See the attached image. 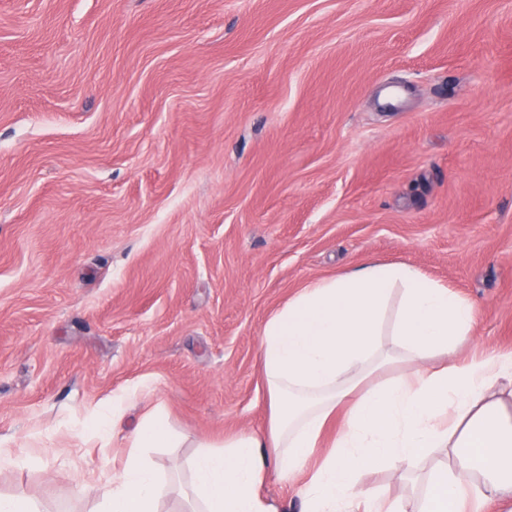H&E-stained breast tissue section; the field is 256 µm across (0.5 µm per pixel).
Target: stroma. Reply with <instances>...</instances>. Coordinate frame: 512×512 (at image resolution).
Here are the masks:
<instances>
[{
  "label": "stroma",
  "instance_id": "35a3bbf8",
  "mask_svg": "<svg viewBox=\"0 0 512 512\" xmlns=\"http://www.w3.org/2000/svg\"><path fill=\"white\" fill-rule=\"evenodd\" d=\"M406 262L512 351V0H0V493L96 512L148 377L178 437L267 429L259 333L306 284ZM151 383V379L144 378L139 386L113 393L112 399L90 407L84 429L78 431V436L83 439L86 436L106 446L114 432L123 425L128 407L144 396Z\"/></svg>",
  "mask_w": 512,
  "mask_h": 512
}]
</instances>
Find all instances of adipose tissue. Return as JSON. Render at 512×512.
Wrapping results in <instances>:
<instances>
[{"mask_svg": "<svg viewBox=\"0 0 512 512\" xmlns=\"http://www.w3.org/2000/svg\"><path fill=\"white\" fill-rule=\"evenodd\" d=\"M476 321L471 302L406 263L371 262L303 287L263 324L260 351L270 399L266 430L203 444L189 461L186 495L198 512H280L258 489L294 483L298 512H467L512 503V353L459 356ZM151 385L87 411L81 436L108 444ZM342 428L323 433L337 410ZM175 445L163 406L128 429L127 462L99 512H159L169 484L141 456ZM414 502L364 488L370 467L415 475Z\"/></svg>", "mask_w": 512, "mask_h": 512, "instance_id": "obj_1", "label": "adipose tissue"}]
</instances>
